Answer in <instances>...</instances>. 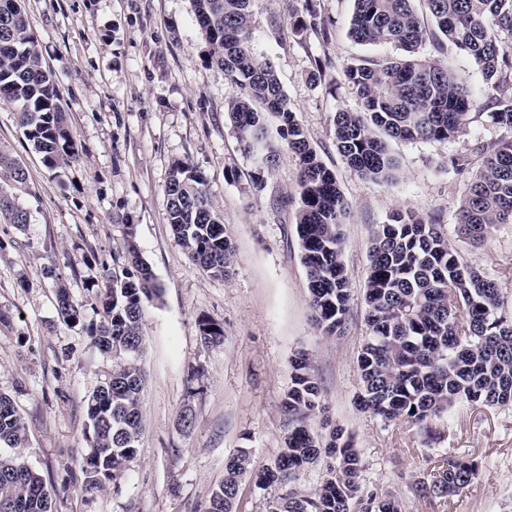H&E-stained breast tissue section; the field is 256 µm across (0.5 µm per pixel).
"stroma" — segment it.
<instances>
[{
  "label": "stroma",
  "instance_id": "1",
  "mask_svg": "<svg viewBox=\"0 0 512 512\" xmlns=\"http://www.w3.org/2000/svg\"><path fill=\"white\" fill-rule=\"evenodd\" d=\"M330 21L328 39L293 33L306 2ZM353 0H255L257 53L271 62L296 118L349 203L343 261L351 315L326 336L311 317L295 199L297 161L281 149L273 173L254 187L251 157L239 149L225 112L236 90L207 62L193 0H24L45 68L79 147L63 169H48L0 103V144L28 173L19 202L23 229L0 224V393L22 415V461L52 492L51 512H200L224 479L226 460L247 449L253 471L273 466L293 422L283 408L293 362L310 358L322 409L311 428L345 430L371 490L397 493L405 512H512V406L460 404L433 419L440 440L417 427L361 410L357 355L367 334L364 293L375 225L414 210L453 228L474 168L449 166L477 146L494 148L505 129L479 118L449 141H395L398 177L381 183L355 175L334 143L333 117L358 111L344 69L359 58L392 57L390 46L352 41ZM322 65L321 81L307 74ZM206 176L224 232L234 246L229 275L211 277L177 244L166 220L165 187L175 163ZM289 196L281 206V196ZM162 289L144 306V430L121 481L84 489L85 402L108 361L82 325L55 309L57 282L77 301L104 270L123 263L124 225ZM465 260L489 276L512 261V224L493 229ZM223 326L204 343L201 321ZM194 421L183 428L180 415ZM479 465L472 483L445 499H419L410 486L440 460Z\"/></svg>",
  "mask_w": 512,
  "mask_h": 512
}]
</instances>
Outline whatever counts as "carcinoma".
Returning a JSON list of instances; mask_svg holds the SVG:
<instances>
[{
	"label": "carcinoma",
	"mask_w": 512,
	"mask_h": 512,
	"mask_svg": "<svg viewBox=\"0 0 512 512\" xmlns=\"http://www.w3.org/2000/svg\"><path fill=\"white\" fill-rule=\"evenodd\" d=\"M254 0H193L194 18L206 43L207 61L224 70L238 89L227 114L240 150L257 155L253 181L264 185L278 146L298 159L299 204L296 224L307 270L316 326L327 336L343 332L350 314L349 278L343 261V217L348 204L335 173L311 146L269 62L254 49L258 22ZM311 29L325 39L329 21L313 6L294 30ZM512 34V0H354L348 34L370 45H391L398 59H357L344 74L362 108L334 117L337 151L359 176L380 182L396 178L398 165L388 141H448L479 113L512 130V52L490 31ZM432 41L441 54L450 43L465 52L482 77L475 91L460 82L451 65L420 49ZM0 102L18 108L24 135L56 169L79 156L76 140L58 103L54 81L42 65L37 38L30 31L22 0H0ZM277 118L273 139L268 116ZM482 167L463 199L457 233L471 246L482 245L499 224H512V139L493 151L479 148ZM27 171L0 146V224L21 228L30 213L15 191ZM167 221L189 260L215 278L227 275L234 249L224 223L213 210L206 176L184 163L173 167L166 186ZM126 249L122 270L105 272L103 284L83 303L57 286L59 317L84 320L86 308L99 320L88 336L111 360L86 399L89 452L83 458L85 490L96 492L120 480L135 457L144 426L141 363L144 303L158 301L162 289L135 241L133 225H123ZM367 336L357 358L359 406L384 421L402 419L436 435L433 418L448 407L481 403L512 404V314L503 309L500 283L467 264L440 225L416 212H396L391 223L373 231L365 292ZM206 344L224 339V328L205 321ZM284 408L295 422L274 466L255 473L250 454L240 450L224 465V481L203 512H232L245 476L266 489L289 483L297 471L334 459L327 477L313 491H289L268 502V512H403L391 493L367 490L360 482L362 462L351 437L334 429L325 437L311 431L310 416L320 410V388L308 357L294 362ZM26 425L10 397L0 394V447L20 449ZM478 474V464L450 456L427 480L411 486L430 500L453 496ZM0 512H51V493L42 476L0 453Z\"/></svg>",
	"instance_id": "1"
}]
</instances>
